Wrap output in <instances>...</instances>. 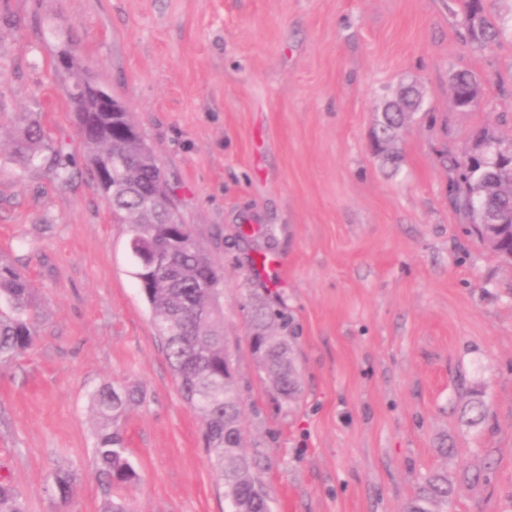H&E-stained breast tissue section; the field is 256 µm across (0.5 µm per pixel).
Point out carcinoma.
<instances>
[{"instance_id": "carcinoma-1", "label": "carcinoma", "mask_w": 512, "mask_h": 512, "mask_svg": "<svg viewBox=\"0 0 512 512\" xmlns=\"http://www.w3.org/2000/svg\"><path fill=\"white\" fill-rule=\"evenodd\" d=\"M462 14V39L476 49H485L512 35V24L493 17L486 0H458ZM455 107L467 111L474 102L479 83L461 71L452 77ZM62 91L77 110V128L89 153L95 193L106 203L112 217L130 227L129 250L135 261L134 276L148 303L152 322L167 360L178 382L184 401L200 417L210 467L215 471L230 512H271L269 494L257 482L254 461L243 441L240 401L234 388L229 355L224 344V320L220 299L224 294V273L188 225L144 224L140 196L131 190L115 191L112 156L137 157L136 164L122 173V180L140 187L143 194L167 198L162 169L153 150L142 136L112 135V122L130 118L129 113L90 112L91 99H76L69 85ZM423 95L409 82L383 116L377 119L374 138L386 139L401 127L406 113L422 110ZM49 133L39 117H27L13 139L12 154L23 165L41 158ZM55 176L70 180L76 160L70 154L54 151ZM448 199L460 212L471 217L473 231L483 236L482 225L494 215L506 212L509 218L496 227L497 253H512V193L491 191L487 183L512 180V140L505 141L488 128L475 132L468 153L447 155ZM250 346L258 362L273 379L286 400L300 389L297 369L290 356L288 319L264 303L248 304ZM36 307L26 274L0 258V363L28 351L36 337ZM141 392L133 387L105 383L91 396L93 410L100 420L95 432L93 461L101 494L103 512H129L122 490L139 482L130 461L122 422L128 408L140 402ZM50 480L63 503H68L76 481L75 473L57 468ZM453 487L444 475L424 478L404 512H440L448 505ZM0 512H26L23 494L17 486L0 481Z\"/></svg>"}]
</instances>
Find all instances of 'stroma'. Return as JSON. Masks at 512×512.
Instances as JSON below:
<instances>
[{
  "mask_svg": "<svg viewBox=\"0 0 512 512\" xmlns=\"http://www.w3.org/2000/svg\"><path fill=\"white\" fill-rule=\"evenodd\" d=\"M460 23L457 0H0V255L26 269L39 314L31 350L0 364V478L28 512H101L90 396L107 380L142 393L123 426L133 512H229L129 227L91 186L63 48L127 107L224 270L242 434L273 512H403L433 472L455 488L448 512H512V260L468 233L441 160L482 126L512 138V39L477 50ZM463 70L480 83L466 112ZM406 79L424 104L394 167L372 134ZM31 112L76 158L70 183L49 157L9 155ZM263 257L279 283L255 274ZM254 296L289 319L293 399L252 353ZM58 466L76 474L67 504ZM452 90L455 107L460 112H466L479 92V83L473 74L461 71L452 77Z\"/></svg>",
  "mask_w": 512,
  "mask_h": 512,
  "instance_id": "1",
  "label": "stroma"
}]
</instances>
